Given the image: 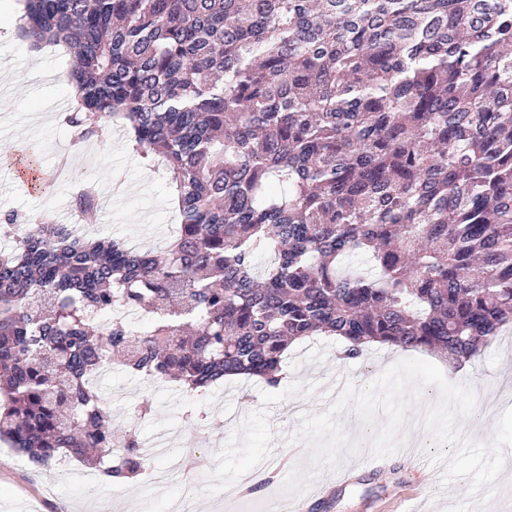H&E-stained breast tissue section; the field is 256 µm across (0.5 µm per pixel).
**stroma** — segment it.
<instances>
[{"label": "stroma", "mask_w": 512, "mask_h": 512, "mask_svg": "<svg viewBox=\"0 0 512 512\" xmlns=\"http://www.w3.org/2000/svg\"><path fill=\"white\" fill-rule=\"evenodd\" d=\"M20 7V0H0V60L6 62L0 67V159L10 160L20 146L36 141L43 171L68 163L96 176L102 193L112 180L123 181V195L87 222L88 232L163 249L180 224L164 165L131 154L126 128L112 118L88 139L84 154L70 153L76 133L56 104L70 98L74 55L59 46H32L13 33ZM73 197L62 183L52 193H36L27 181L0 174V219L17 213L47 224H70L77 217ZM337 345L330 336L297 342L284 365L288 380L276 389L240 378L190 396L175 384L133 377L122 366H112L97 387L110 404L116 429L135 427L141 444L149 447L146 475L131 484H111L78 460L43 469L0 444V512H172L185 500L202 512H267L283 489L289 499L302 500L305 512L316 504L320 512H396L399 498L413 490L420 494L422 512H445L468 497L467 481L441 486L443 466L426 463L407 470L401 451L385 457L384 468L362 464V456L372 452L375 430L363 425L351 407L337 417L350 441L340 452L341 463L351 466L347 479L333 480L329 469L311 463L309 442L293 437L299 415L292 413V404L301 402L307 413L328 410L347 385L365 386L407 356L399 348L378 346L339 363ZM505 371L512 372L511 324L472 366L474 376L497 384ZM144 400L152 412L135 421L132 408ZM510 406L512 391L502 393L497 409L457 416L459 441L491 443L501 409ZM193 436L204 459L198 469L190 456L172 457ZM272 468L280 472L277 482L255 494L242 491L244 478Z\"/></svg>", "instance_id": "35a3bbf8"}]
</instances>
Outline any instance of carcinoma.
Masks as SVG:
<instances>
[{"instance_id": "1", "label": "carcinoma", "mask_w": 512, "mask_h": 512, "mask_svg": "<svg viewBox=\"0 0 512 512\" xmlns=\"http://www.w3.org/2000/svg\"><path fill=\"white\" fill-rule=\"evenodd\" d=\"M73 49L84 139L125 122L167 166L166 255L0 221V442L126 483L149 465L92 381L279 386L341 336L470 358L512 319V0H25ZM84 217L95 194L74 197ZM272 254L258 273L257 256ZM355 254L371 267L349 266ZM148 316L133 324L117 314Z\"/></svg>"}]
</instances>
